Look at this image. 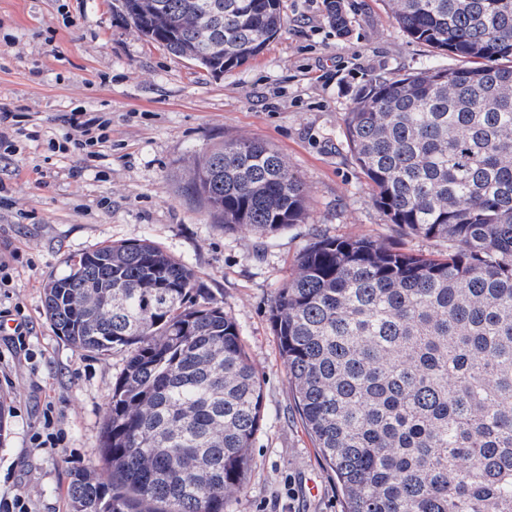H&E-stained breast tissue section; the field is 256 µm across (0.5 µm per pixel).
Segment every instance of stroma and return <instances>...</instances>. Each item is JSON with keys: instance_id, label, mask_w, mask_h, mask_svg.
Masks as SVG:
<instances>
[{"instance_id": "35a3bbf8", "label": "stroma", "mask_w": 512, "mask_h": 512, "mask_svg": "<svg viewBox=\"0 0 512 512\" xmlns=\"http://www.w3.org/2000/svg\"><path fill=\"white\" fill-rule=\"evenodd\" d=\"M114 2L0 0V104L29 113L43 133L36 142L17 136L18 154L0 160V247L22 256L0 310L20 308L30 328L22 347L0 332V388L12 410L0 443V497L20 493L31 512H69L71 471L103 467L106 409L124 356L74 350L45 314L43 286L71 256L146 238L223 302L263 381L246 487L228 512H344L296 408L271 305L299 255L321 237L447 252L446 242L388 223L346 145L344 119L371 80L457 61L408 38L382 0H345V36L326 22L324 0H282L280 33L253 60L213 76L122 22ZM77 108L111 121L103 157L85 167L47 146ZM236 138L285 155L306 189L303 223L264 241L215 222L188 172L198 155ZM48 413L60 442L32 447ZM311 482L317 494H309Z\"/></svg>"}]
</instances>
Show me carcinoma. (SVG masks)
I'll return each instance as SVG.
<instances>
[{
	"instance_id": "cac0c4a2",
	"label": "carcinoma",
	"mask_w": 512,
	"mask_h": 512,
	"mask_svg": "<svg viewBox=\"0 0 512 512\" xmlns=\"http://www.w3.org/2000/svg\"><path fill=\"white\" fill-rule=\"evenodd\" d=\"M349 32L343 0H324ZM411 39L454 56L374 79L345 136L392 224L448 241L425 257L322 237L270 319L304 428L345 512H512V0H383ZM141 35L210 74L258 56L281 0H119ZM192 191L224 229L272 239L305 188L263 141L197 158ZM44 285L75 349L125 353L103 431L106 473L75 472L70 512H226L243 490L263 382L223 303L156 243L83 252ZM0 391V442L10 427Z\"/></svg>"
}]
</instances>
